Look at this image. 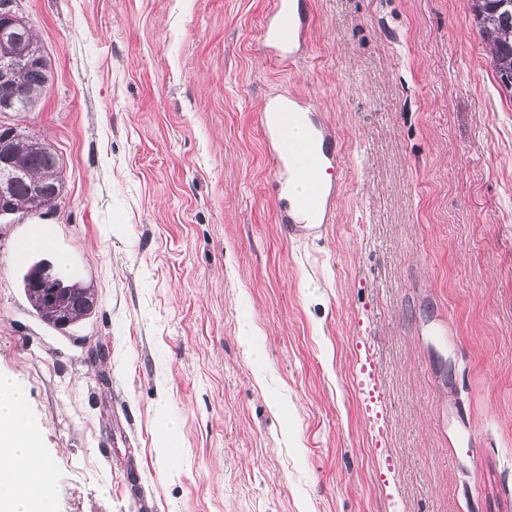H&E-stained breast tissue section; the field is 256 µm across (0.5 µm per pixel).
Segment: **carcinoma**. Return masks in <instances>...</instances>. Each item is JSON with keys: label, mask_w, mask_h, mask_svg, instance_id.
I'll use <instances>...</instances> for the list:
<instances>
[{"label": "carcinoma", "mask_w": 512, "mask_h": 512, "mask_svg": "<svg viewBox=\"0 0 512 512\" xmlns=\"http://www.w3.org/2000/svg\"><path fill=\"white\" fill-rule=\"evenodd\" d=\"M470 10L475 27L490 47L496 77L512 75V0H470ZM49 80V73L39 68L30 69L15 99L18 111H29ZM8 160L34 174L43 188V199L37 202L30 179L24 176L15 180L9 189L12 214L42 215L53 209L64 188L63 163L57 152L48 145L40 146L38 140L19 130L10 140ZM24 292L42 321L50 327L55 325L54 310L41 301L38 292L32 288H26Z\"/></svg>", "instance_id": "carcinoma-1"}]
</instances>
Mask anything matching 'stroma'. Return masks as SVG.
<instances>
[{
	"instance_id": "obj_1",
	"label": "stroma",
	"mask_w": 512,
	"mask_h": 512,
	"mask_svg": "<svg viewBox=\"0 0 512 512\" xmlns=\"http://www.w3.org/2000/svg\"><path fill=\"white\" fill-rule=\"evenodd\" d=\"M271 7L20 0L52 77L8 120L65 188L45 250L0 221V373L53 512H512V93L469 0H309L290 65ZM288 92L341 148L311 237L255 122ZM41 260L99 300L68 332L24 293Z\"/></svg>"
}]
</instances>
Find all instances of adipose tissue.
I'll use <instances>...</instances> for the list:
<instances>
[{"label":"adipose tissue","mask_w":512,"mask_h":512,"mask_svg":"<svg viewBox=\"0 0 512 512\" xmlns=\"http://www.w3.org/2000/svg\"><path fill=\"white\" fill-rule=\"evenodd\" d=\"M27 393L14 379L0 374V512H51L52 503L40 489L19 492L11 462L33 457L37 451L27 432L14 428L13 420Z\"/></svg>","instance_id":"adipose-tissue-1"}]
</instances>
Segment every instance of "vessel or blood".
<instances>
[{"instance_id":"obj_1","label":"vessel or blood","mask_w":512,"mask_h":512,"mask_svg":"<svg viewBox=\"0 0 512 512\" xmlns=\"http://www.w3.org/2000/svg\"><path fill=\"white\" fill-rule=\"evenodd\" d=\"M307 19V0H274L262 39L276 58H294ZM256 119L275 169L280 223L294 236L322 232L343 189L334 128L293 93L268 99Z\"/></svg>"}]
</instances>
